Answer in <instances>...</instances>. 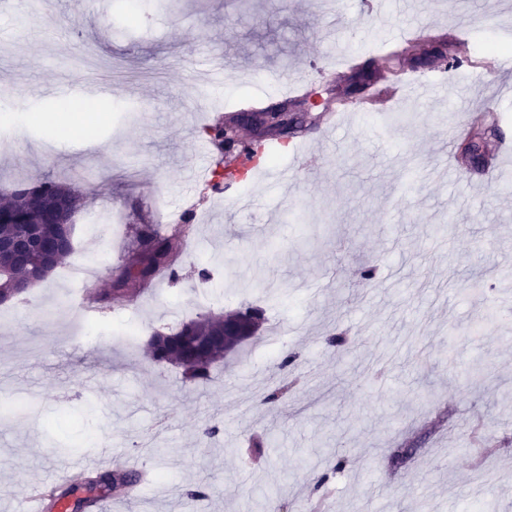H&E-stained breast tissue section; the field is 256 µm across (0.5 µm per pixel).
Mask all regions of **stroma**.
I'll return each instance as SVG.
<instances>
[{
  "label": "stroma",
  "mask_w": 512,
  "mask_h": 512,
  "mask_svg": "<svg viewBox=\"0 0 512 512\" xmlns=\"http://www.w3.org/2000/svg\"><path fill=\"white\" fill-rule=\"evenodd\" d=\"M16 0L0 16V80L10 124L0 146V188L54 179L77 182L87 208L117 203L124 221L76 223L73 254L103 248L98 285L115 278L122 238L141 247L155 208L204 211L180 246L177 278L137 297L77 314V295L52 272L26 299L6 304L0 326V512L25 490L54 480L71 461L117 457L158 477L129 512H304L327 497L329 512H512V156L502 181L485 184L450 152L448 134L484 108L512 135V72L463 67L393 70L418 87L391 109L344 102L336 129L308 122L266 166L288 173L267 183L264 166L233 179L237 199L216 195L221 160L202 131L266 91L260 73L306 70L311 90L335 82L344 57L380 69L398 29L428 25L474 47L512 45V0H357L329 15L321 0H181L178 12L143 0L127 33L123 0ZM334 25L324 43L320 28ZM224 57L222 84L209 87L204 61ZM94 79L112 94L78 114L89 134L45 141L36 118L57 116L62 82ZM374 277H360L364 265ZM212 279L200 283L199 267ZM206 310L253 304L265 321L211 379L187 384L182 369L147 355L154 331ZM139 335L124 330L127 317ZM279 350L260 352L274 326ZM346 336L330 348L326 336ZM299 357L288 371L283 353ZM292 386L281 403L265 389ZM430 393L422 403L421 393ZM220 423L216 439L203 429ZM406 449L392 465L394 449ZM344 467L321 491L333 457ZM483 469L507 474L485 485ZM207 498L188 501L185 487Z\"/></svg>",
  "instance_id": "obj_1"
}]
</instances>
